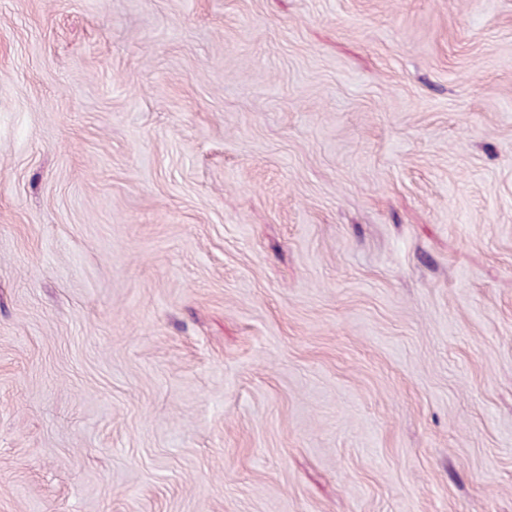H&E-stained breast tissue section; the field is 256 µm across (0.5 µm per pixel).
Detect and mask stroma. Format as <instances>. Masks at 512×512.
<instances>
[{
  "label": "stroma",
  "mask_w": 512,
  "mask_h": 512,
  "mask_svg": "<svg viewBox=\"0 0 512 512\" xmlns=\"http://www.w3.org/2000/svg\"><path fill=\"white\" fill-rule=\"evenodd\" d=\"M0 512H512V0H0Z\"/></svg>",
  "instance_id": "1"
}]
</instances>
